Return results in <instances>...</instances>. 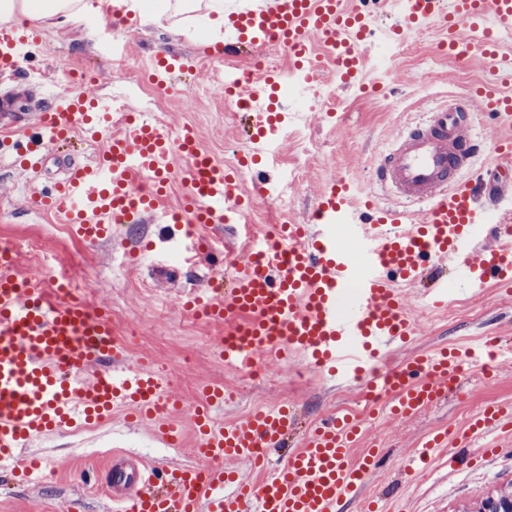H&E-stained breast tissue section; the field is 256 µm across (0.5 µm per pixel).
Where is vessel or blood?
<instances>
[{
    "label": "vessel or blood",
    "mask_w": 512,
    "mask_h": 512,
    "mask_svg": "<svg viewBox=\"0 0 512 512\" xmlns=\"http://www.w3.org/2000/svg\"><path fill=\"white\" fill-rule=\"evenodd\" d=\"M399 6L405 24L445 31L448 52L464 40L476 42L489 70L502 75L503 91L482 97L480 109L506 123L495 151L497 171L508 177L512 54L499 52L483 23L491 21L497 32L511 34L512 0H399ZM224 27L230 39L205 48L201 59L273 45L302 69L315 41L335 56L341 79L349 83L360 73L374 21L353 0H237L224 15ZM40 39L34 30L0 25V78L18 74ZM150 62L161 86L184 66L174 53L153 55ZM275 85L270 69L255 78L224 81L225 97L236 98L251 117L249 153L260 163L272 156L275 132L288 120L287 113L269 108ZM22 102L19 92L0 96V127L22 129L28 139L26 147L15 150L20 166L37 164L50 145L78 131L101 144L93 160L69 166L62 180L29 196L31 207L62 213L82 240L98 242L110 236L113 225L137 224L157 214L164 223L181 225L190 261L207 266L220 250L207 243L198 225L245 223L241 173L223 169L196 128L172 135L141 117L112 132L111 107L90 96L81 81L40 111L21 112ZM474 111L467 99L439 105L397 134L374 167V183L388 203L366 202L371 223H358L349 203L350 184L335 178L321 185L312 223L267 226L261 242L243 258L235 247L221 250L226 267L236 270L230 287L215 282L189 289L181 304L193 315L227 322L218 343L225 364L246 369L258 354L299 351L316 365L329 366L345 383L363 385L371 394L392 392L391 415L409 418L459 391L465 366L494 356L512 358L511 349L491 356L472 345L389 364L418 330L393 281L414 283L425 258L454 260L453 284H440L426 295L438 311L448 307L449 286L478 295L491 282L512 285V246L502 241L512 230V191L501 190L484 206L462 178L481 156ZM177 155L186 161L187 203L163 210L160 198ZM486 222L493 237L489 243L474 232ZM111 333L112 320L104 311L71 297L69 289H47L42 277L20 276L13 249H0L1 470L20 463L27 483H42L41 461L25 458L35 440L116 410L125 411L127 420L156 425L165 443H179L180 428L160 421L161 410L179 408V400L150 361L129 362L124 344L111 340ZM223 399L220 390L198 396L192 414L196 463L171 471L165 483H156L140 462L113 461L105 476L113 512H337L377 468V451L351 459L357 431L337 414L317 420L284 462L270 463L268 449L287 440V410L269 408L224 423L214 415ZM511 421V403L491 405L470 420L462 438L473 442ZM447 439L439 433L416 449L413 470H427ZM237 461L258 470L260 481L240 475L233 467Z\"/></svg>",
    "instance_id": "b4317fda"
}]
</instances>
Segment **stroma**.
<instances>
[{
    "label": "stroma",
    "instance_id": "1",
    "mask_svg": "<svg viewBox=\"0 0 512 512\" xmlns=\"http://www.w3.org/2000/svg\"><path fill=\"white\" fill-rule=\"evenodd\" d=\"M86 2L82 20L40 26L37 59L27 69L42 80L40 88L30 91L33 106L59 92L56 71L66 66L91 78L93 95L106 100L111 94L123 93L140 114L150 118L164 110L168 131L196 127L204 147L218 161L227 167L237 165L247 146L242 113L224 99L223 63L206 61L199 63L197 71L176 74L156 98L140 93L129 79L128 71L134 68L140 80H147V49L190 56L211 45L204 19L194 15L181 22L165 16L145 27L131 14L114 17V25L124 34L129 63L122 69L113 65L111 49L101 45L97 30L88 22L95 0ZM442 39L434 26L405 30L403 40L392 45V60H384L380 45L369 48L363 86H341L331 67L312 82L301 83V99L281 97L283 111L292 118L283 131L270 177L287 191L292 208L279 213L259 206L251 212V222L261 226L305 223L321 184L337 176L351 180L357 190H370L378 155L403 123L448 98L466 97L472 89L492 82L477 48L451 58L439 51ZM98 149V143L77 136L57 152L46 154L36 167L21 170L11 166V144L0 145V173L14 177L13 182H0V241H11L19 248L18 268L24 275L30 266L25 249L28 239H52L42 259L44 266L56 272L76 267L89 283L87 301L108 311L114 328L138 325L134 356L150 359L169 375L172 392L183 401L177 423L189 427L197 391L203 386L231 390V398L216 411L226 422L240 420L245 412L262 406H291L296 424L288 442L293 446L300 445L305 430L317 418L349 407L363 431L353 455L373 445L380 448L386 462L365 478L358 499L343 503L340 512H360L362 501L372 498L384 500L390 512H474L487 497L512 488V436L492 434L500 454L464 471L449 470L448 462L456 452L451 445L423 473L411 475L404 467L405 458L430 434L464 428L488 404L512 403V362L500 363L496 379L490 382L477 369H468L460 392L405 420L390 418L383 404H369L359 387L323 376L297 354L285 359L265 356V380L251 381L226 368L200 342L204 336H222L224 324L194 322L181 311L177 303L180 286L205 287V270L174 260L178 246L170 240L167 225L132 224L115 239L88 243L71 236L57 237L55 226L62 223L61 215L26 207L23 186L53 183L62 177L67 161L92 157ZM419 290L404 291L420 328L394 354V362L458 342L477 343L485 336L512 341V297H506L503 289L492 286L480 296L465 297L462 313L452 307L443 312L429 310ZM193 446L189 434L182 445L167 446L152 425L128 423L120 413L95 430L51 435L33 446L36 455L50 459L52 473L47 483L29 485L0 471V512H109L103 490L94 480L104 477L112 453L171 469L194 465Z\"/></svg>",
    "mask_w": 512,
    "mask_h": 512
}]
</instances>
